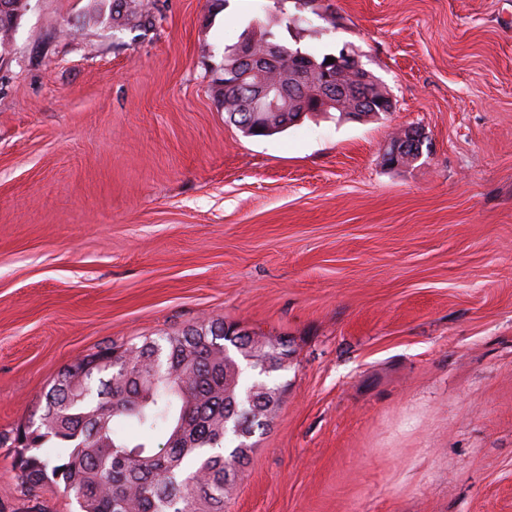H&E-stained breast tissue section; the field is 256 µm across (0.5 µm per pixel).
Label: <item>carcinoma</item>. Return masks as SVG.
<instances>
[{
	"mask_svg": "<svg viewBox=\"0 0 512 512\" xmlns=\"http://www.w3.org/2000/svg\"><path fill=\"white\" fill-rule=\"evenodd\" d=\"M153 4L113 0L112 20L152 23ZM277 20L249 30L264 52ZM365 115L381 112L387 88L368 84ZM236 89L224 90L229 122L250 136L248 116L237 111ZM215 319L180 334L98 347L91 373L44 393L40 423L26 429L28 443L16 460L31 489L51 482L73 496L81 512H224V502L250 462L256 431L269 425L285 386L261 379L284 369L277 342L224 335ZM260 378L244 385L243 367ZM125 424L143 436L163 433L156 450L145 439L116 435ZM235 446L224 451L227 436ZM67 453L53 461L35 453L47 442Z\"/></svg>",
	"mask_w": 512,
	"mask_h": 512,
	"instance_id": "1",
	"label": "carcinoma"
}]
</instances>
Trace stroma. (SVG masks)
<instances>
[{"label":"stroma","mask_w":512,"mask_h":512,"mask_svg":"<svg viewBox=\"0 0 512 512\" xmlns=\"http://www.w3.org/2000/svg\"><path fill=\"white\" fill-rule=\"evenodd\" d=\"M112 3L27 0L0 49V434L98 346L219 318L291 345L225 512H512V0H285L278 39L394 108L271 137L216 81L273 0ZM17 456L0 512H78ZM152 8L154 6L149 2L144 4V2L138 0H114L112 5L114 16H112V20L118 24L122 20H129L130 17L136 19V22L151 24L153 18ZM372 77L374 81H372L370 84L365 83V85L369 87V92L372 98L371 103L368 104L367 112H365V110L361 106H358L357 108L348 111V118L353 120L359 119L361 116H363L362 112H364L365 116L376 115L379 114L380 112H383L381 111L380 105L377 102V100L380 99L384 95V93L389 94V92L387 88L382 83L378 82V80L375 79L373 75ZM425 133L416 127H405L387 143L384 150L387 163L394 167L403 165L406 153L420 145L418 158L422 156L425 143Z\"/></svg>","instance_id":"stroma-1"}]
</instances>
